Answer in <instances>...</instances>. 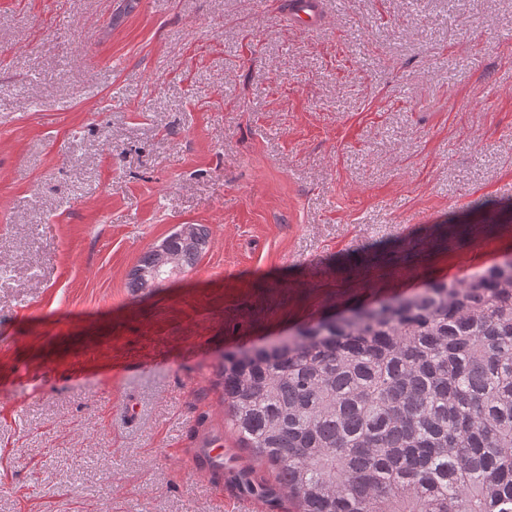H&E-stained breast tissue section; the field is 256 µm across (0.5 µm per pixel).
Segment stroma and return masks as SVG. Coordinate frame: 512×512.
Segmentation results:
<instances>
[{"label": "stroma", "mask_w": 512, "mask_h": 512, "mask_svg": "<svg viewBox=\"0 0 512 512\" xmlns=\"http://www.w3.org/2000/svg\"><path fill=\"white\" fill-rule=\"evenodd\" d=\"M124 2L0 0V512H296L216 370L512 258V0ZM294 21L301 27H311L321 21L319 0H293ZM177 228L184 234H188L193 230L191 224H179ZM177 228L164 237L160 243L171 255L162 249H157V252L160 266H174L176 258L179 269L173 271L159 267L155 246L152 247L139 260L132 271L130 288H132L133 293L138 294L165 288L173 279L191 269L201 255L207 251L210 243V234L204 224H196V232L191 236L181 234Z\"/></svg>", "instance_id": "35a3bbf8"}]
</instances>
